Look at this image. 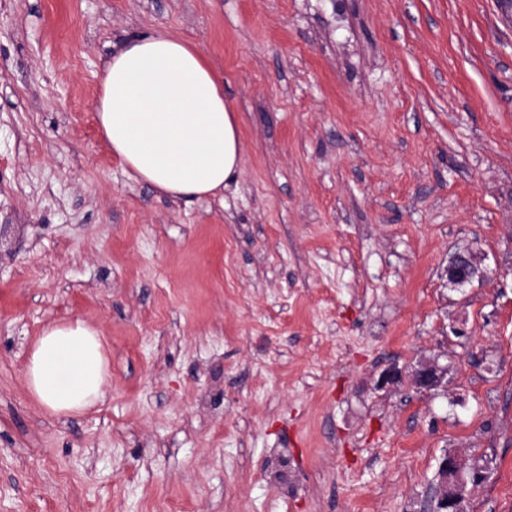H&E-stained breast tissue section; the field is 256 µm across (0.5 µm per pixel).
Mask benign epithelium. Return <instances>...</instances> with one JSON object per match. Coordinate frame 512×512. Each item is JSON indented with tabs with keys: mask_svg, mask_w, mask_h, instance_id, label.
Here are the masks:
<instances>
[{
	"mask_svg": "<svg viewBox=\"0 0 512 512\" xmlns=\"http://www.w3.org/2000/svg\"><path fill=\"white\" fill-rule=\"evenodd\" d=\"M448 283L454 286L470 284L485 278L480 260L469 250L455 253L445 269ZM414 386L421 391H431L445 385L448 366L435 359L420 361L410 372ZM437 483L431 488L426 501L430 512H467L465 503L481 482L486 480V468L452 452L445 453L439 462Z\"/></svg>",
	"mask_w": 512,
	"mask_h": 512,
	"instance_id": "benign-epithelium-1",
	"label": "benign epithelium"
}]
</instances>
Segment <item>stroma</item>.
<instances>
[{
    "mask_svg": "<svg viewBox=\"0 0 512 512\" xmlns=\"http://www.w3.org/2000/svg\"><path fill=\"white\" fill-rule=\"evenodd\" d=\"M163 28L224 72L223 197L134 180L94 119ZM1 224L0 512H421L450 451L488 472L467 512H512L502 0H0ZM75 319L106 397L58 417L26 365ZM433 357L447 387L379 388ZM448 283L454 286L470 284L474 280L485 278V271L480 265V260L469 250L455 253L448 261L445 269Z\"/></svg>",
    "mask_w": 512,
    "mask_h": 512,
    "instance_id": "1",
    "label": "stroma"
}]
</instances>
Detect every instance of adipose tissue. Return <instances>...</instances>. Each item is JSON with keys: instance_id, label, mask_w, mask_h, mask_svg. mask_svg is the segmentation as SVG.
<instances>
[{"instance_id": "obj_1", "label": "adipose tissue", "mask_w": 512, "mask_h": 512, "mask_svg": "<svg viewBox=\"0 0 512 512\" xmlns=\"http://www.w3.org/2000/svg\"><path fill=\"white\" fill-rule=\"evenodd\" d=\"M95 109L113 155L168 197L214 196L240 167L241 137L224 100L223 72L169 30L113 51ZM107 374L100 333L80 319L44 329L26 366L36 402L57 415L102 402Z\"/></svg>"}]
</instances>
